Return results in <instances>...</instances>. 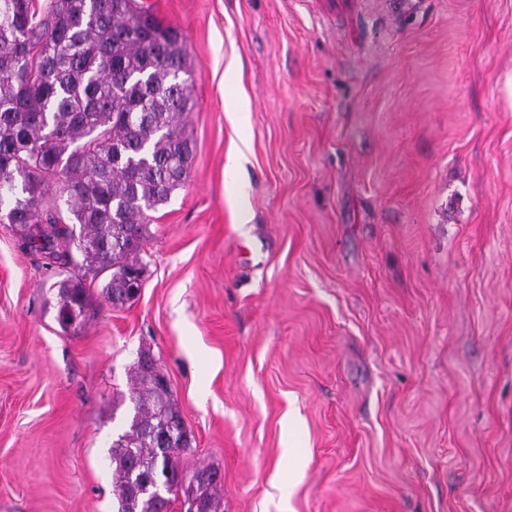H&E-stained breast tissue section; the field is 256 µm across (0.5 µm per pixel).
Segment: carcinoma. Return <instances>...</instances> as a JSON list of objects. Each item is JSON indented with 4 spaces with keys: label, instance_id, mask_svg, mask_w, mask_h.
<instances>
[{
    "label": "carcinoma",
    "instance_id": "cac0c4a2",
    "mask_svg": "<svg viewBox=\"0 0 512 512\" xmlns=\"http://www.w3.org/2000/svg\"><path fill=\"white\" fill-rule=\"evenodd\" d=\"M190 102L182 35L137 0H0V192L12 196L8 223L29 225L24 247L65 265L76 251L84 275L109 273L112 306L133 299L144 223L192 165ZM66 282L56 320L67 333L90 295L82 279ZM129 401V429L110 454L117 512H169L179 496L223 512L218 469L183 480L178 455L191 440L155 366L137 362Z\"/></svg>",
    "mask_w": 512,
    "mask_h": 512
}]
</instances>
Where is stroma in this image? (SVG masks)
Segmentation results:
<instances>
[{
	"label": "stroma",
	"mask_w": 512,
	"mask_h": 512,
	"mask_svg": "<svg viewBox=\"0 0 512 512\" xmlns=\"http://www.w3.org/2000/svg\"><path fill=\"white\" fill-rule=\"evenodd\" d=\"M141 2L193 162L69 333L0 222V512H114L144 352L224 512H512V0Z\"/></svg>",
	"instance_id": "35a3bbf8"
}]
</instances>
